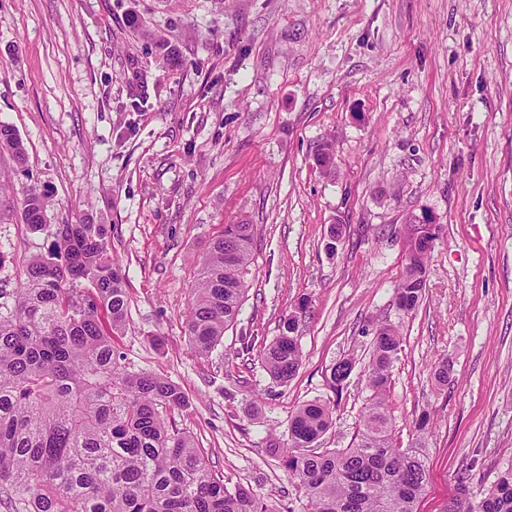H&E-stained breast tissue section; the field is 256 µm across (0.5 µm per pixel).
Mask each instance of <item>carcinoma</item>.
Returning <instances> with one entry per match:
<instances>
[{"instance_id": "1", "label": "carcinoma", "mask_w": 512, "mask_h": 512, "mask_svg": "<svg viewBox=\"0 0 512 512\" xmlns=\"http://www.w3.org/2000/svg\"><path fill=\"white\" fill-rule=\"evenodd\" d=\"M0 150L18 165L25 148L17 131L0 124ZM334 159L327 140L317 162L327 174ZM46 196L32 187L21 217L31 229L46 222ZM112 226L61 224L57 253L31 260L26 278L0 303V505L7 512H279L254 489L232 488L210 468L209 453L176 427L189 401L174 382L120 362L112 335L126 326L125 277L112 259ZM253 225L226 224L199 271L187 322L200 354L219 344L245 294ZM427 246L407 259L397 289L410 312L422 298ZM64 262H59V259ZM296 317L263 353L271 376L286 383L301 364ZM399 330H377L367 365L369 403L348 448L315 450L333 423V408L308 403L291 416L280 458L306 499L304 512H418L427 480L429 416L416 423L406 448L394 445L386 398ZM355 369L332 365L329 386L341 392ZM443 512H512V467L479 498L464 487Z\"/></svg>"}]
</instances>
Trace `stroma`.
Listing matches in <instances>:
<instances>
[{"label":"stroma","mask_w":512,"mask_h":512,"mask_svg":"<svg viewBox=\"0 0 512 512\" xmlns=\"http://www.w3.org/2000/svg\"><path fill=\"white\" fill-rule=\"evenodd\" d=\"M154 33L178 67L151 50ZM0 123L27 152L22 166L0 153L5 302L59 225H111L129 302L113 344L186 393L177 426L227 486L303 512L269 442L287 443L292 414L317 401L335 408L319 447L350 446L383 322L402 336L397 445L422 410L433 417L419 512L463 485L481 496L512 467V0H0ZM33 187L48 201L37 231L18 214ZM412 217L434 241L406 314L395 288ZM242 222L244 302L200 356L185 333L200 264ZM291 315L302 361L283 384L261 354ZM347 356L338 395L327 380Z\"/></svg>","instance_id":"1"}]
</instances>
